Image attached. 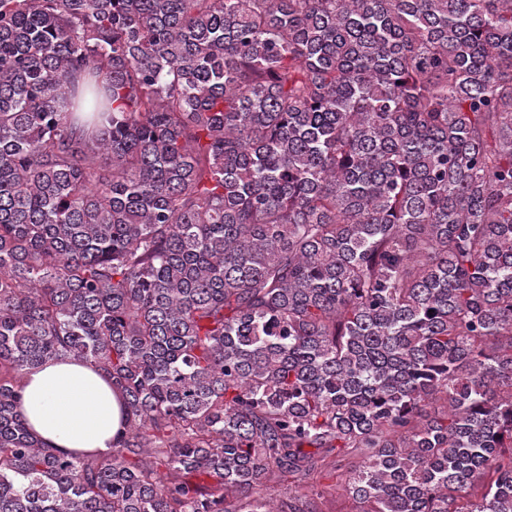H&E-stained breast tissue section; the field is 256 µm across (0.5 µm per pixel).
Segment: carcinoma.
Here are the masks:
<instances>
[{
  "label": "carcinoma",
  "mask_w": 512,
  "mask_h": 512,
  "mask_svg": "<svg viewBox=\"0 0 512 512\" xmlns=\"http://www.w3.org/2000/svg\"><path fill=\"white\" fill-rule=\"evenodd\" d=\"M70 359L105 454L22 413ZM348 455L512 512V0H0V512H319ZM23 412L30 429L65 455L104 454L123 431L118 389L80 360L46 362L26 375Z\"/></svg>",
  "instance_id": "1"
}]
</instances>
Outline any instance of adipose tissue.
<instances>
[{
	"instance_id": "obj_1",
	"label": "adipose tissue",
	"mask_w": 512,
	"mask_h": 512,
	"mask_svg": "<svg viewBox=\"0 0 512 512\" xmlns=\"http://www.w3.org/2000/svg\"><path fill=\"white\" fill-rule=\"evenodd\" d=\"M22 408L30 429L65 455L106 453L122 431L121 393L80 360L30 370Z\"/></svg>"
}]
</instances>
